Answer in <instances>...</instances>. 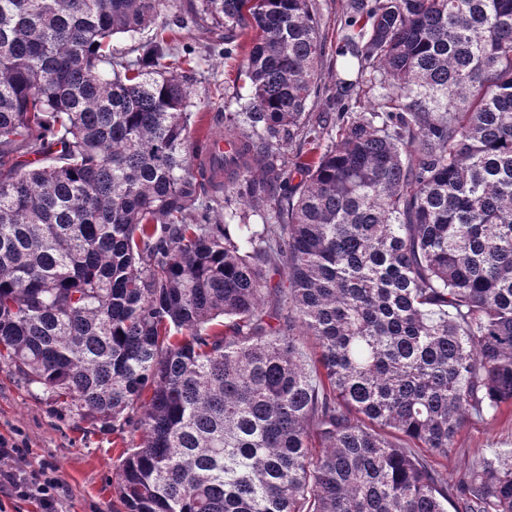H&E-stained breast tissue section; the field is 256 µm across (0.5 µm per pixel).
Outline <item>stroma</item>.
<instances>
[{"instance_id": "1", "label": "stroma", "mask_w": 512, "mask_h": 512, "mask_svg": "<svg viewBox=\"0 0 512 512\" xmlns=\"http://www.w3.org/2000/svg\"><path fill=\"white\" fill-rule=\"evenodd\" d=\"M348 3L316 0L326 42L323 73L336 68V37ZM239 70V62L218 56L198 66L190 98L196 111L205 113L206 118L194 127V135H204L209 118L224 111L227 102L248 95V82ZM0 437L24 441L31 465L55 467L65 489L58 512H116L113 486L119 480V456L124 448L138 442L140 432L132 424L118 431L83 420L0 364ZM506 449L512 450L511 419L473 420L458 434L448 456L435 458L434 467L442 484L452 485L479 459Z\"/></svg>"}]
</instances>
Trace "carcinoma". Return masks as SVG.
I'll use <instances>...</instances> for the list:
<instances>
[{"label":"carcinoma","mask_w":512,"mask_h":512,"mask_svg":"<svg viewBox=\"0 0 512 512\" xmlns=\"http://www.w3.org/2000/svg\"><path fill=\"white\" fill-rule=\"evenodd\" d=\"M191 25L250 87L209 171ZM339 40L321 88L315 0H0V363L136 421L125 512H512V451L431 464L512 408V0H350Z\"/></svg>","instance_id":"carcinoma-1"}]
</instances>
